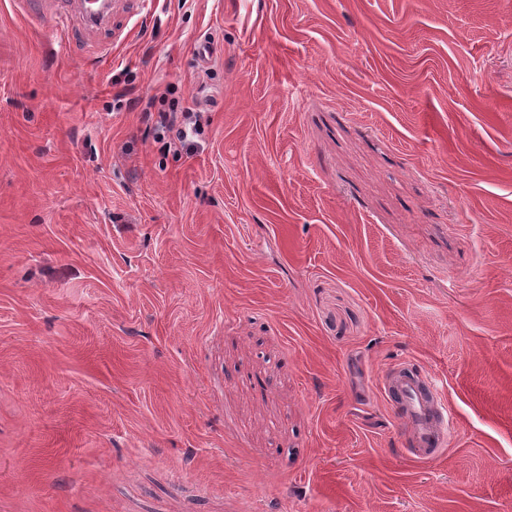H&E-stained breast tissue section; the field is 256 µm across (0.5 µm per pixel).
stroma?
Masks as SVG:
<instances>
[{
  "label": "stroma",
  "mask_w": 512,
  "mask_h": 512,
  "mask_svg": "<svg viewBox=\"0 0 512 512\" xmlns=\"http://www.w3.org/2000/svg\"><path fill=\"white\" fill-rule=\"evenodd\" d=\"M13 2L0 512H512V0ZM157 114L156 129L160 135L173 134L174 141L187 153L197 150L196 137L201 127V112H178L177 109H170ZM381 393L407 434L411 458L433 461L449 445L453 417L432 376L417 362L399 360L380 379Z\"/></svg>",
  "instance_id": "1"
}]
</instances>
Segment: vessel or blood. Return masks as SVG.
<instances>
[{
	"mask_svg": "<svg viewBox=\"0 0 512 512\" xmlns=\"http://www.w3.org/2000/svg\"><path fill=\"white\" fill-rule=\"evenodd\" d=\"M381 393L407 434L410 457L429 462L449 444L453 417L432 376L417 362L403 359L380 379Z\"/></svg>",
	"mask_w": 512,
	"mask_h": 512,
	"instance_id": "1",
	"label": "vessel or blood"
}]
</instances>
